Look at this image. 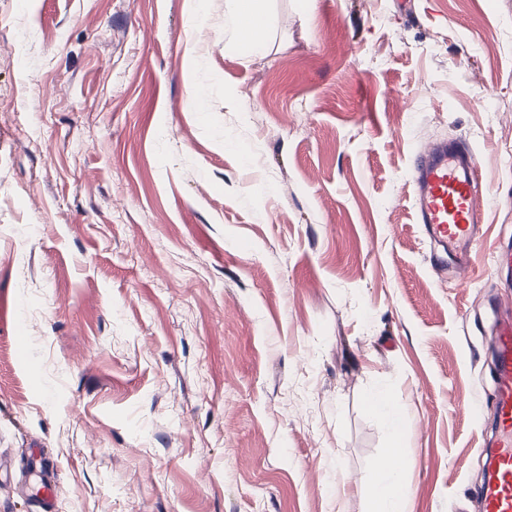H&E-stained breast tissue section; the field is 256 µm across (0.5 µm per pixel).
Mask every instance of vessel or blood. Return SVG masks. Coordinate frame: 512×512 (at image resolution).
I'll return each instance as SVG.
<instances>
[{
    "label": "vessel or blood",
    "instance_id": "vessel-or-blood-1",
    "mask_svg": "<svg viewBox=\"0 0 512 512\" xmlns=\"http://www.w3.org/2000/svg\"><path fill=\"white\" fill-rule=\"evenodd\" d=\"M412 210L438 273L455 268L469 282L484 235L485 212L493 197L469 142L439 141L416 149L412 160ZM495 388L492 398V444L485 476L476 489L479 512H512V322L497 323L492 344ZM50 466L45 449L26 457L29 474L40 481L28 498L32 512H56L58 490L43 476Z\"/></svg>",
    "mask_w": 512,
    "mask_h": 512
}]
</instances>
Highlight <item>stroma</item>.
<instances>
[{"label":"stroma","mask_w":512,"mask_h":512,"mask_svg":"<svg viewBox=\"0 0 512 512\" xmlns=\"http://www.w3.org/2000/svg\"><path fill=\"white\" fill-rule=\"evenodd\" d=\"M269 8L246 55L226 0H0V512L35 445L59 512H366L376 386L411 512H476L512 0ZM449 138L496 197L465 285L412 216V152Z\"/></svg>","instance_id":"stroma-1"}]
</instances>
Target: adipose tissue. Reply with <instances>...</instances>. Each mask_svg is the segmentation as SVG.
Here are the masks:
<instances>
[{
	"label": "adipose tissue",
	"instance_id": "adipose-tissue-1",
	"mask_svg": "<svg viewBox=\"0 0 512 512\" xmlns=\"http://www.w3.org/2000/svg\"><path fill=\"white\" fill-rule=\"evenodd\" d=\"M227 12L233 21L226 30L227 45L253 54L266 51V30L271 21L267 0H227ZM372 412L384 415L393 443L386 450L374 478L367 512H408L410 492L405 473L411 459L404 452L399 436L407 424V413L397 397L384 389L371 391Z\"/></svg>",
	"mask_w": 512,
	"mask_h": 512
}]
</instances>
